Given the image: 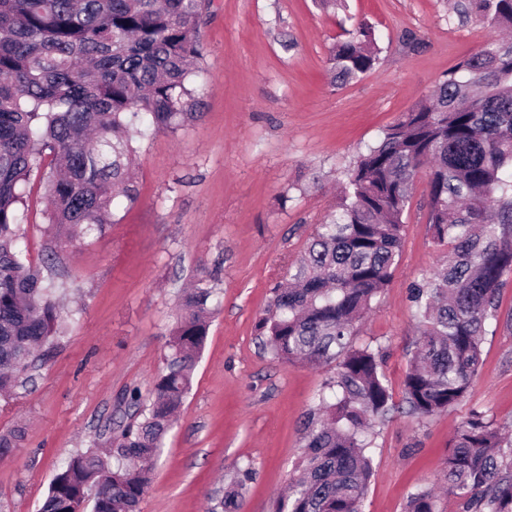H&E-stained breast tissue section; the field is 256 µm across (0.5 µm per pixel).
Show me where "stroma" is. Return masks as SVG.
Wrapping results in <instances>:
<instances>
[{
  "label": "stroma",
  "instance_id": "1",
  "mask_svg": "<svg viewBox=\"0 0 512 512\" xmlns=\"http://www.w3.org/2000/svg\"><path fill=\"white\" fill-rule=\"evenodd\" d=\"M363 21L378 62L333 85L329 52ZM491 36L477 21L459 22L448 0H211L199 31V115L138 139L137 201L117 200L101 234L55 243L44 185L31 180L21 242L57 285L65 336L32 382L0 398V431L25 430L13 455L0 458V512H38L57 467L128 422L126 391L150 397L182 291L203 269L222 307L140 509L206 512L210 496L247 466L239 512H272L303 452L305 417L336 365L273 360L255 321L335 206L343 173ZM427 201V181L416 178L398 265L354 338L381 346L397 403L418 340L410 286L446 253L428 233ZM474 410L512 429V281L463 401L428 419L395 411L376 420L363 512H404L408 490L436 484L450 437Z\"/></svg>",
  "mask_w": 512,
  "mask_h": 512
}]
</instances>
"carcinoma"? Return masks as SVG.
Here are the masks:
<instances>
[{
    "label": "carcinoma",
    "instance_id": "carcinoma-1",
    "mask_svg": "<svg viewBox=\"0 0 512 512\" xmlns=\"http://www.w3.org/2000/svg\"><path fill=\"white\" fill-rule=\"evenodd\" d=\"M210 0H0V396L62 336L50 286L19 245L27 187L44 165L45 223L63 238L113 223V202L137 198L136 137L197 118L191 87L203 57L197 33ZM460 20L512 28V0H458ZM329 61L344 84L378 61L374 30L358 24ZM430 166L428 224L447 248L412 284L420 327L403 381L405 413H445L479 376L487 321L512 278V40L493 38L444 73L421 101L360 154L336 210L314 225L304 255L255 321L272 359L338 362L307 413L299 479L274 512H362L372 477L370 419L397 410L382 347L355 345L359 322L387 287L402 247L407 186ZM206 275L183 294L166 366L151 398L129 395L136 421L57 469L39 512H139L175 413L192 389L209 318ZM24 438L0 431V456ZM248 469L209 512H238ZM441 482L465 512H512V439L474 411L451 440ZM406 512H438L428 487Z\"/></svg>",
    "mask_w": 512,
    "mask_h": 512
}]
</instances>
